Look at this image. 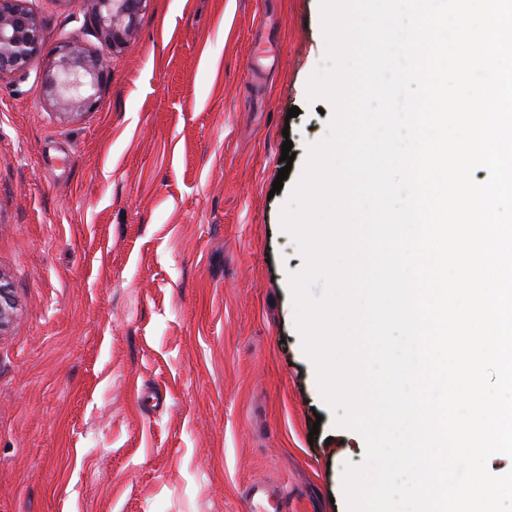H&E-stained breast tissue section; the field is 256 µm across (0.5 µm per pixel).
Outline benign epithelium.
<instances>
[{
    "label": "benign epithelium",
    "mask_w": 512,
    "mask_h": 512,
    "mask_svg": "<svg viewBox=\"0 0 512 512\" xmlns=\"http://www.w3.org/2000/svg\"><path fill=\"white\" fill-rule=\"evenodd\" d=\"M93 35L116 50L137 28L149 0H86ZM39 26L26 0H0V78L25 76L40 59ZM109 68L108 60L83 46L79 37L56 47L41 71L45 96L55 111L72 114L94 108ZM12 290L0 279V332L11 322Z\"/></svg>",
    "instance_id": "benign-epithelium-1"
}]
</instances>
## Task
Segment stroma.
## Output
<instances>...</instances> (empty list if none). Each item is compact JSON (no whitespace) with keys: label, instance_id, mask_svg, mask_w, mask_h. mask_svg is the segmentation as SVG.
Masks as SVG:
<instances>
[{"label":"stroma","instance_id":"35a3bbf8","mask_svg":"<svg viewBox=\"0 0 512 512\" xmlns=\"http://www.w3.org/2000/svg\"><path fill=\"white\" fill-rule=\"evenodd\" d=\"M27 6L44 56L77 36L111 65L70 117L38 69L0 78V512H243L258 480L347 512L365 444L303 352L280 220L328 133L320 0H150L116 51L84 0Z\"/></svg>","mask_w":512,"mask_h":512}]
</instances>
